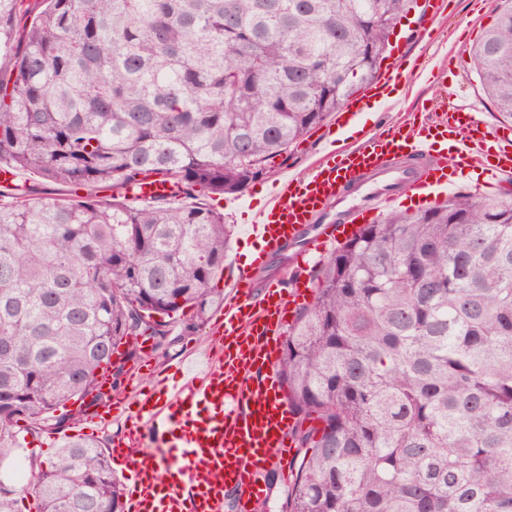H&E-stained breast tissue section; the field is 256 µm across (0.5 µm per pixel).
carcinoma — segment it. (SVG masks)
Instances as JSON below:
<instances>
[{"mask_svg":"<svg viewBox=\"0 0 512 512\" xmlns=\"http://www.w3.org/2000/svg\"><path fill=\"white\" fill-rule=\"evenodd\" d=\"M411 4L0 0V165L70 187L0 199V512H125L101 441L42 464L26 435L76 424L139 340L207 322L231 229L198 194L243 192L372 82ZM473 62L512 123V0ZM150 177L175 197L130 200ZM311 282L279 361L288 512H512V203L457 192L365 224Z\"/></svg>","mask_w":512,"mask_h":512,"instance_id":"obj_1","label":"carcinoma"}]
</instances>
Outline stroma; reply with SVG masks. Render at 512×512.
Wrapping results in <instances>:
<instances>
[{
  "mask_svg": "<svg viewBox=\"0 0 512 512\" xmlns=\"http://www.w3.org/2000/svg\"><path fill=\"white\" fill-rule=\"evenodd\" d=\"M495 18L494 0H446L445 12L434 22L421 10L410 11L393 39L394 58L407 65L417 62L433 71L432 76L399 88L401 106L415 113L417 124L431 128L442 114L464 108L475 113L481 125L499 127L496 110L481 89L471 58L472 48ZM335 125L336 120L331 117L324 127L308 132L301 142L289 148L287 160L276 161L269 173L254 179L244 193L237 195L234 208L225 210V223L234 227L228 267L244 264L243 250L247 243L244 229L266 200L271 185L283 175L306 174L310 163L324 148L323 128H335ZM210 332V326L206 325L180 336L168 349L141 358L134 364V372L142 373L150 367L165 373L189 354H205L213 348Z\"/></svg>",
  "mask_w": 512,
  "mask_h": 512,
  "instance_id": "1",
  "label": "stroma"
}]
</instances>
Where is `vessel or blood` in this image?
<instances>
[{"label":"vessel or blood","instance_id":"vessel-or-blood-1","mask_svg":"<svg viewBox=\"0 0 512 512\" xmlns=\"http://www.w3.org/2000/svg\"><path fill=\"white\" fill-rule=\"evenodd\" d=\"M404 78L397 72L368 93L378 104H396L395 85ZM441 125L460 165L433 156L428 132L410 121L363 133L343 152L327 150L305 175L275 182L247 227L258 246L250 268L290 247L301 259L324 253L401 198L432 203L461 177L462 166L476 171L478 193L499 188L512 173L511 134H499L496 154L487 157L473 113L450 112ZM248 270L238 269L226 282L229 295L211 330L217 354L180 368L178 379L154 375L152 391L136 407L113 400L114 413L129 424L111 446L127 466V512H224L228 490L237 492L239 512H252L267 493L258 472L272 463L290 468L294 416L277 352L288 305L303 290L270 285L254 297Z\"/></svg>","mask_w":512,"mask_h":512}]
</instances>
